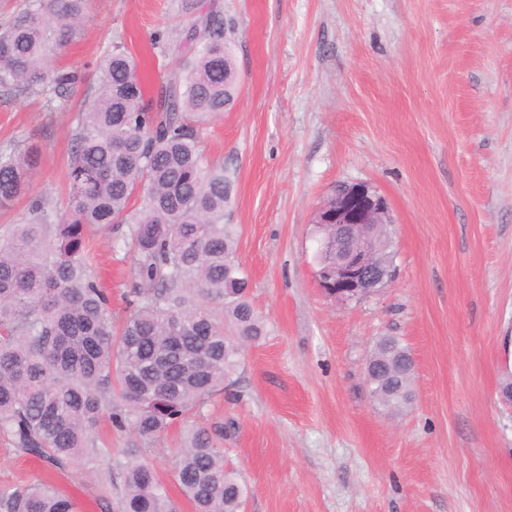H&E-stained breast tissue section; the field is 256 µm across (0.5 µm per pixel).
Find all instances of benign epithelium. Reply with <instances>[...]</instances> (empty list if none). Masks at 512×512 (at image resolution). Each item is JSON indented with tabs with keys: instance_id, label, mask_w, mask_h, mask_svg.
Segmentation results:
<instances>
[{
	"instance_id": "benign-epithelium-1",
	"label": "benign epithelium",
	"mask_w": 512,
	"mask_h": 512,
	"mask_svg": "<svg viewBox=\"0 0 512 512\" xmlns=\"http://www.w3.org/2000/svg\"><path fill=\"white\" fill-rule=\"evenodd\" d=\"M314 223L336 225V263L316 271L326 294L349 302L373 292L384 279L372 252L375 227L391 223L386 198L364 183L342 184L318 208Z\"/></svg>"
}]
</instances>
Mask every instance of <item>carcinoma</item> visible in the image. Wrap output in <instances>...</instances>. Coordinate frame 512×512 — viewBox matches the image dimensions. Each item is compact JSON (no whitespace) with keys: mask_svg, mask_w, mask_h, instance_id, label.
<instances>
[{"mask_svg":"<svg viewBox=\"0 0 512 512\" xmlns=\"http://www.w3.org/2000/svg\"><path fill=\"white\" fill-rule=\"evenodd\" d=\"M89 0H24L0 27V90L57 94L77 82L54 57L80 31ZM185 29L152 45L182 60L149 94L120 43L97 61V87L77 113L68 206L29 201L0 238V435L45 470L63 472L110 454L106 424L136 437L105 474L122 479L119 512H178L139 461L140 446L187 422L232 385L243 347L264 334L224 223L233 181L205 156L195 122L229 110L236 95L235 25L217 0H180ZM33 144L0 150V209L29 192ZM141 199L133 210L132 199ZM128 227L135 285L119 332L110 297L84 252L87 229ZM413 361L395 337L366 366L371 396L389 408L411 398ZM195 431L175 480L194 512H242L245 487L224 467L213 437ZM4 512H76L46 482L0 490Z\"/></svg>","mask_w":512,"mask_h":512,"instance_id":"cac0c4a2","label":"carcinoma"}]
</instances>
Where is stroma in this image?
Returning <instances> with one entry per match:
<instances>
[{"label": "stroma", "instance_id": "35a3bbf8", "mask_svg": "<svg viewBox=\"0 0 512 512\" xmlns=\"http://www.w3.org/2000/svg\"><path fill=\"white\" fill-rule=\"evenodd\" d=\"M220 3L237 25L238 95L201 137L233 175L224 221L265 334L235 385L144 458L179 512L193 508L176 451L217 422L245 512H512V0ZM180 20L173 0H91L56 57L80 81L50 99L0 91V149L25 140L40 154L32 194L66 204L94 62L122 41L155 89L175 61L150 36ZM341 183L375 188L393 219V278L349 303L315 274L314 214ZM86 249L123 324L130 256L103 228ZM383 336L414 361L398 411L365 382ZM107 467L48 475L0 438V489L48 476L78 512H116Z\"/></svg>", "mask_w": 512, "mask_h": 512}]
</instances>
